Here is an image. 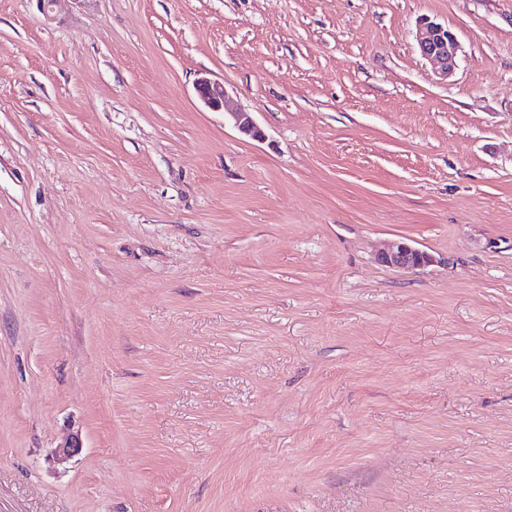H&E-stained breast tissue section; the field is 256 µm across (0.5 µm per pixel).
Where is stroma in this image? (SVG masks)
I'll use <instances>...</instances> for the list:
<instances>
[{"instance_id":"35a3bbf8","label":"stroma","mask_w":512,"mask_h":512,"mask_svg":"<svg viewBox=\"0 0 512 512\" xmlns=\"http://www.w3.org/2000/svg\"><path fill=\"white\" fill-rule=\"evenodd\" d=\"M0 512H512V0H0ZM416 38L422 56L436 66L438 74L448 78L459 50L455 35L439 23L425 21L419 25ZM195 90L197 96L207 108L215 112L224 111L229 114L234 126L241 134L256 141L265 138L264 131L251 113L229 109V96L223 84L201 77L196 82ZM382 263L398 268L418 269L434 262L428 252L420 250L404 241H394L379 254Z\"/></svg>"}]
</instances>
